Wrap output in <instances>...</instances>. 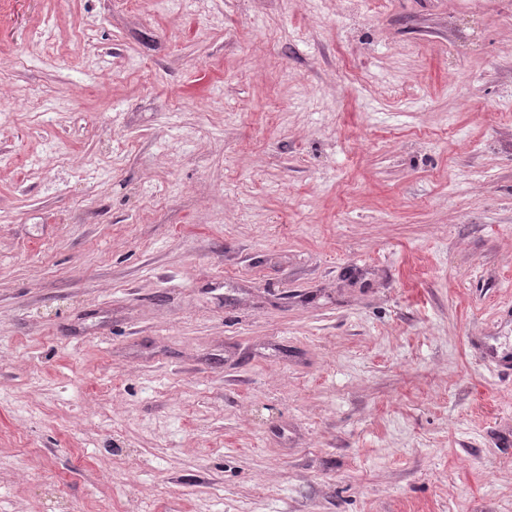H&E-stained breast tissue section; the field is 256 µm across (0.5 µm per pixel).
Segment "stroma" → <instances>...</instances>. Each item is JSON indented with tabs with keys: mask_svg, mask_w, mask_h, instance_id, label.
<instances>
[{
	"mask_svg": "<svg viewBox=\"0 0 512 512\" xmlns=\"http://www.w3.org/2000/svg\"><path fill=\"white\" fill-rule=\"evenodd\" d=\"M512 0H0V512H512Z\"/></svg>",
	"mask_w": 512,
	"mask_h": 512,
	"instance_id": "35a3bbf8",
	"label": "stroma"
}]
</instances>
